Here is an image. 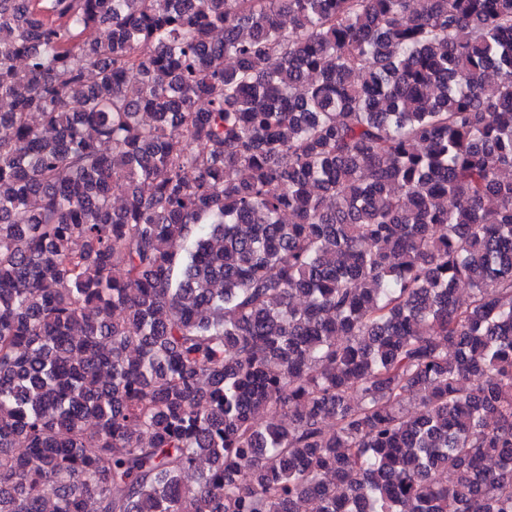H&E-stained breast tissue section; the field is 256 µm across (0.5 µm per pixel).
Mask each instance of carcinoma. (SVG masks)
Here are the masks:
<instances>
[{"mask_svg": "<svg viewBox=\"0 0 512 512\" xmlns=\"http://www.w3.org/2000/svg\"><path fill=\"white\" fill-rule=\"evenodd\" d=\"M412 3L0 0V512H512V0Z\"/></svg>", "mask_w": 512, "mask_h": 512, "instance_id": "cac0c4a2", "label": "carcinoma"}]
</instances>
